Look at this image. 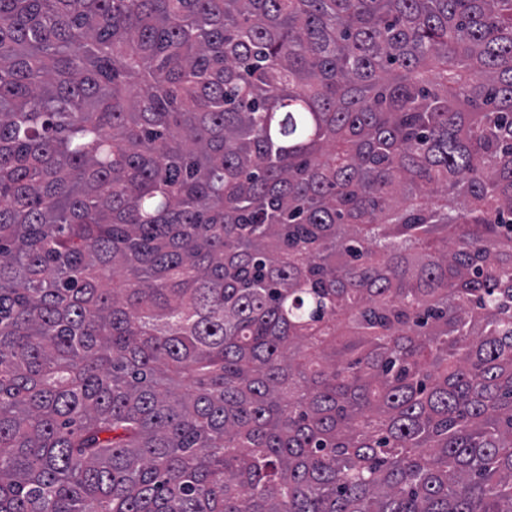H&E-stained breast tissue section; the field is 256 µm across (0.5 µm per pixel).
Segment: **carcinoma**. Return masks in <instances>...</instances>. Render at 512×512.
<instances>
[{
    "instance_id": "1",
    "label": "carcinoma",
    "mask_w": 512,
    "mask_h": 512,
    "mask_svg": "<svg viewBox=\"0 0 512 512\" xmlns=\"http://www.w3.org/2000/svg\"><path fill=\"white\" fill-rule=\"evenodd\" d=\"M0 512H512V0H0Z\"/></svg>"
}]
</instances>
